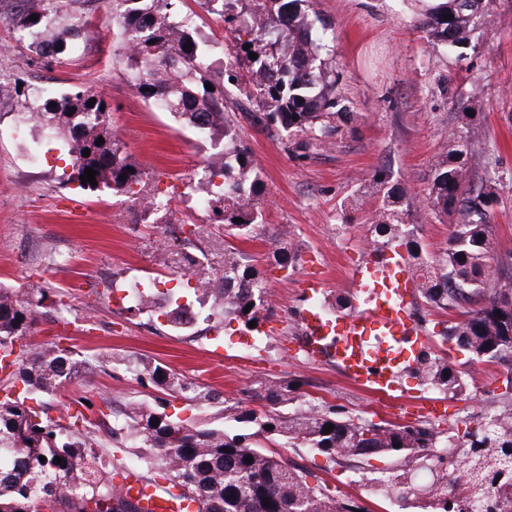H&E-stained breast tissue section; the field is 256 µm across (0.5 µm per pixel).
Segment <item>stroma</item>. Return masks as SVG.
<instances>
[{
	"mask_svg": "<svg viewBox=\"0 0 512 512\" xmlns=\"http://www.w3.org/2000/svg\"><path fill=\"white\" fill-rule=\"evenodd\" d=\"M43 0H0V76L41 84L48 91L92 89L112 106V133L130 161L146 175L144 192L164 208L144 212L127 194L82 190L59 177L69 163L59 143L36 144L37 133L20 125L10 106L0 104V286L40 300L39 320L20 340L26 354L56 341L73 348V378L31 407L54 418L75 413L78 401L114 414L127 404L165 405L180 417L221 421L222 405L268 410L255 396L257 380L299 384L301 393L374 422L419 420L414 399L446 401L439 429L451 431L483 415L487 393L506 368L473 360L450 349L468 394L454 398L424 393L416 379L401 375L403 395L377 396L355 388L335 363L307 357L301 348L299 313L307 306L305 282L323 275L326 294H350L353 265L365 260L377 218L378 200L369 181L384 170L410 197L407 229L435 262L448 247L455 214L440 215L427 203L432 171L444 150L443 135L463 127V112L480 121L470 147L473 171L495 169L500 201L491 222L496 253L512 252V0H497L480 47L461 61L446 47L427 43L416 27L420 9L409 0H310V16L334 33L333 64L346 106L357 116L354 133L309 155L288 152L277 130L240 121L238 136L260 175L256 200L263 214L248 236H232L212 223L201 170L210 160L209 141L138 97L127 83L123 57L116 55L117 24L110 0H57L60 12L92 22L87 41L64 63L43 65L20 42L13 20L42 10ZM177 9L220 46L234 43L233 26L208 12L202 0H176ZM361 207L346 208L351 196ZM294 245L298 259L277 265L279 248ZM244 256L262 275L268 293L261 325L248 330L238 321L212 328L197 321L182 332L165 319L129 310L126 291L142 282L160 293L188 292L221 274L229 255ZM72 324L59 320L61 313ZM145 357L209 386L222 404L199 407L138 383L121 367L99 365L102 356ZM289 463L336 486L348 463L325 466L316 451L287 445ZM364 480L387 471L392 461L376 455L352 463Z\"/></svg>",
	"mask_w": 512,
	"mask_h": 512,
	"instance_id": "obj_1",
	"label": "stroma"
}]
</instances>
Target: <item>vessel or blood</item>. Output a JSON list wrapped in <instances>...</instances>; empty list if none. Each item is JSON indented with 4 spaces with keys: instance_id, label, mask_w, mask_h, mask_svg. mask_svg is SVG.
<instances>
[{
    "instance_id": "b4317fda",
    "label": "vessel or blood",
    "mask_w": 512,
    "mask_h": 512,
    "mask_svg": "<svg viewBox=\"0 0 512 512\" xmlns=\"http://www.w3.org/2000/svg\"><path fill=\"white\" fill-rule=\"evenodd\" d=\"M349 278L355 310L346 316L323 318L314 309L303 310L305 347L310 357L335 361L343 377L355 387L376 394L398 391L401 367L426 347L421 326L408 307L415 280L404 256L387 252L353 267ZM122 496L139 504L142 512H180L182 505L157 484L130 472L119 480Z\"/></svg>"
}]
</instances>
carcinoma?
Listing matches in <instances>:
<instances>
[{"instance_id": "obj_1", "label": "carcinoma", "mask_w": 512, "mask_h": 512, "mask_svg": "<svg viewBox=\"0 0 512 512\" xmlns=\"http://www.w3.org/2000/svg\"><path fill=\"white\" fill-rule=\"evenodd\" d=\"M112 18L118 23L121 51L130 69L128 83L144 101L186 122L216 149L217 168L204 173L224 204L220 222L242 236L260 215L254 200L258 175L249 153L237 147L235 113L226 109L233 93L255 107L251 124L274 127L287 138L295 152L319 150L344 134L353 120L337 94L338 77L330 65L332 34L322 28L313 34L314 23L305 10L308 0H251L254 6L233 15L241 37L235 50L217 52L215 44L201 36L193 17L174 6V0H111ZM496 0H436L424 10L422 32L427 41L458 52L476 50L477 30L489 24ZM450 20H444V15ZM38 20L27 15L16 23L20 40L39 57L62 62L80 49L71 27L59 11L50 10ZM52 32V43L62 45L51 54L41 50L42 38ZM192 45V50L184 49ZM249 49H244L245 45ZM257 59L250 58V53ZM211 84L213 90L205 88ZM37 89L11 86L17 119L35 128L46 140L67 147L71 174L67 181L78 187L90 167L97 185L130 192L143 173L131 167L112 136L111 108L104 98L87 88H75L57 96L44 94L30 106ZM94 101L88 106V101ZM55 102L57 106L49 107ZM469 135L451 129L444 136L446 152L435 165L428 204L438 213L459 215L453 242L437 264H430L421 243L405 228L406 191L389 184L382 171L373 174L374 193L381 200L369 248L383 252L404 248L406 262L416 280V295L436 309H459L461 318L442 323L427 335L452 343L483 362L507 365L512 375V254L496 255L487 212L498 203L497 182L468 166L470 135L478 128L467 123ZM102 145H97L98 138ZM90 155L83 156L84 150ZM124 180H119L121 175ZM222 177L224 181L215 182ZM241 218L237 224L234 219ZM224 282L219 288L199 283L194 299L185 293L160 296L147 286L138 310L162 311L168 326L187 329L186 313L198 306L208 308L204 320L230 318L243 325L260 321L264 307V279L249 265L231 256L224 261ZM250 311H245L248 304ZM39 303L21 299L0 288V353L11 356L0 364V512H33L35 501L52 502L58 512H140L122 498L112 483L102 458L95 428L100 418L78 410L61 422L26 406L38 394H49L70 378L76 367L74 351L51 343L28 358L15 352L16 343L36 320ZM136 381L162 388L166 394L199 405H209L220 394L187 380L159 363L121 359ZM419 385L452 395L468 392L463 371L449 357L424 348L406 368ZM22 383L21 393L16 384ZM255 395L273 405L298 399L288 382L259 380ZM487 416L465 425L462 432L447 433L420 421L414 425L375 423L359 415H344L325 403L297 404L287 413L262 414L233 407L228 417L239 424L230 433L222 427L192 418L131 404L124 417L112 423V438L133 442L144 462L166 488L197 504V512H355L359 506L326 482L309 480L282 456L264 448L265 436H281L291 446L299 443L321 454L332 468L341 458L362 459L383 455L393 467L373 479L374 492L404 502L418 494L415 476L429 471L439 486L428 493L431 512H449L448 492L459 487L468 495L488 498L497 493L512 500V483L497 482L512 461L499 459L497 449H509L512 458V391L491 397ZM159 420V425L151 424ZM333 425L329 433L325 425ZM45 460H40V457ZM253 457L252 462L244 461ZM59 457L62 462H54ZM272 505H264L263 498Z\"/></svg>"}]
</instances>
